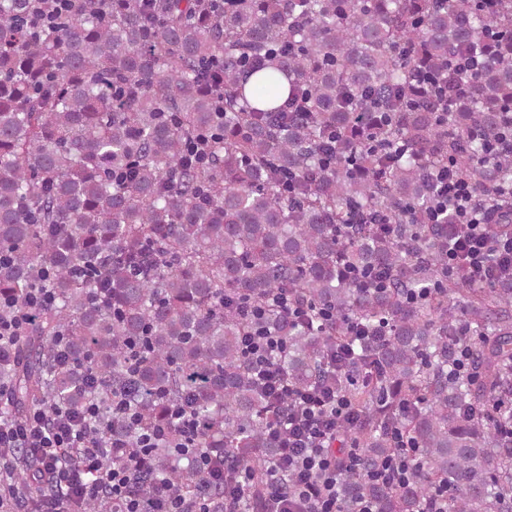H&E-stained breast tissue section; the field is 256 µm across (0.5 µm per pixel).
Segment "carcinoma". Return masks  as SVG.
Segmentation results:
<instances>
[{"label": "carcinoma", "mask_w": 512, "mask_h": 512, "mask_svg": "<svg viewBox=\"0 0 512 512\" xmlns=\"http://www.w3.org/2000/svg\"><path fill=\"white\" fill-rule=\"evenodd\" d=\"M54 6L0 0V319L34 288L54 294L0 349L3 408L80 415L94 399L106 435L133 448L141 428L111 409L133 382L142 425L168 428L130 473L134 490L196 496L168 411L181 402L207 424L198 447L252 470L258 510L280 453L268 426L288 414L241 350L260 329L281 338L294 387L333 386L360 411L333 440L342 462L360 448L337 486L345 512L361 500L423 512L441 484L448 512H512V276L484 286L445 273L452 225L424 223L430 177L450 158L486 194L512 183V0ZM488 30L463 95L414 81L447 80ZM284 77L288 97L306 96L288 114ZM201 134L206 161L190 165ZM377 212L388 228L369 223ZM492 232L512 236V212L497 211ZM351 271L383 280L362 288ZM349 341L354 354L329 368ZM395 430L419 466L389 486L372 474ZM24 465L16 480L57 497ZM207 495L226 512L224 482ZM78 508L118 512L105 494Z\"/></svg>", "instance_id": "cac0c4a2"}]
</instances>
